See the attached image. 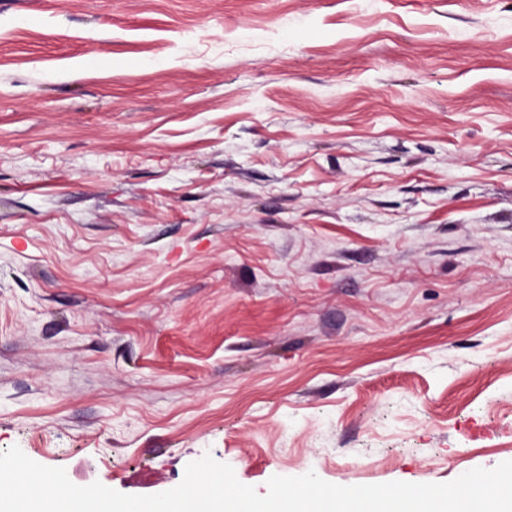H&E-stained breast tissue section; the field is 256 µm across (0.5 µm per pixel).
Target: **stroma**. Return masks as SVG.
I'll return each mask as SVG.
<instances>
[{"instance_id": "1", "label": "stroma", "mask_w": 512, "mask_h": 512, "mask_svg": "<svg viewBox=\"0 0 512 512\" xmlns=\"http://www.w3.org/2000/svg\"><path fill=\"white\" fill-rule=\"evenodd\" d=\"M79 486L512 460V0H0V453Z\"/></svg>"}]
</instances>
